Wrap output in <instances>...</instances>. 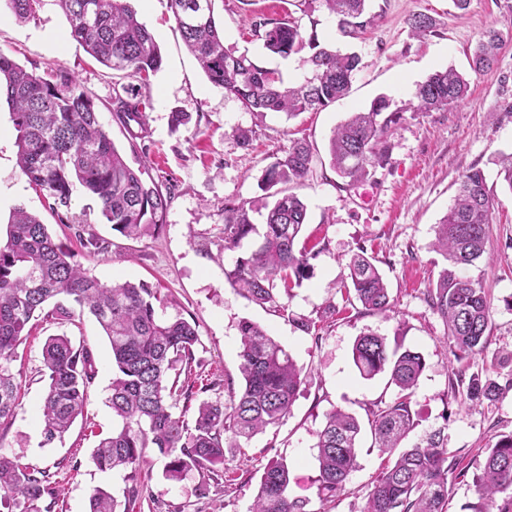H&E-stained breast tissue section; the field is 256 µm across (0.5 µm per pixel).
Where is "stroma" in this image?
<instances>
[{
	"label": "stroma",
	"instance_id": "35a3bbf8",
	"mask_svg": "<svg viewBox=\"0 0 512 512\" xmlns=\"http://www.w3.org/2000/svg\"><path fill=\"white\" fill-rule=\"evenodd\" d=\"M129 4L163 56L161 70L142 90L150 100L145 139L131 140L112 112L115 89L131 84V77L113 73L73 39L57 0H42L35 18L26 22L17 21L0 5V53L40 75L63 68L78 78L127 163L145 168L169 193L161 228L137 239L123 237L101 223L96 205L79 193L72 198L71 223H59L16 166V132L4 103L0 225L8 223L14 208H25L47 224L57 241L78 249L90 275L104 282L143 281L167 297L165 316L179 314L195 322L201 373L219 380L220 399L242 387L238 324L243 319L267 329L307 375L306 389L290 414L228 461L221 485L208 497L198 495V474L179 482L167 480L166 458L156 449H145L141 468L155 499L141 501L140 512H249L262 469L276 455L288 461L291 495L309 499L313 512H318L315 443L326 413L338 407L362 419L374 402L391 401L398 393L387 376L365 380L355 369L352 345L367 332L399 340L423 354L426 369L413 395L415 408L422 412L420 427L447 425L449 448L469 468H477L480 448L495 435L512 432V390L492 404L458 407L448 393L452 365L447 328L431 308L428 294L444 266L433 249L436 227L462 175L482 170L496 199L487 243L492 258L481 266L492 297L495 329L486 354L472 358L470 369L491 368L493 354L512 351V311L505 305L512 298V191L497 177L493 163L494 154L512 152V43L487 72L475 74L469 67L473 47L485 30L512 26V0H471L464 11L456 9L453 0H372L371 9L380 18L355 39L343 37L334 17L321 9L307 16L287 0H216L215 19L225 45L260 57L286 79L310 76L305 55L266 54L252 31L256 17L296 18L303 30H316L321 44L355 51L361 58L345 98L293 118L271 113L263 119L208 81L184 45L170 0ZM418 13L437 21L434 31L421 39L413 37L408 26L409 18ZM448 67L468 75V101L427 114L414 112L416 84ZM380 95L404 111L390 137V163L351 189L330 164L329 138L351 112L367 109ZM176 112L187 115L185 124H172ZM243 130L252 137L246 147L238 139ZM295 139L306 140L312 149L311 169L300 189L308 206L301 240L316 247L318 256L312 277L284 297L286 310L278 313L254 304L226 279L238 253L224 248V205L261 196L265 169ZM81 236L94 238L98 249L79 248ZM361 246L374 257L388 284L394 299L390 316L345 304L346 264ZM298 317L316 320L317 332L296 329L293 321ZM62 332L91 347L97 374L84 417L63 439L47 444L40 421L46 391L42 347L48 336ZM18 353L12 369L21 383L19 404L12 425L0 430V454L56 469L60 501L54 512H88L89 495L97 487L123 498L128 487L123 473L98 470L90 461L95 433L110 432L114 423L108 404L112 358L99 325L87 315L77 326L40 321ZM358 461L346 494L331 512H362L368 484L381 462L370 436L361 440Z\"/></svg>",
	"mask_w": 512,
	"mask_h": 512
}]
</instances>
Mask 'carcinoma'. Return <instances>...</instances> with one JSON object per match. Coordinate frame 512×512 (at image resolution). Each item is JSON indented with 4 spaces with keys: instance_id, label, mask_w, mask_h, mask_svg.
Listing matches in <instances>:
<instances>
[{
    "instance_id": "obj_1",
    "label": "carcinoma",
    "mask_w": 512,
    "mask_h": 512,
    "mask_svg": "<svg viewBox=\"0 0 512 512\" xmlns=\"http://www.w3.org/2000/svg\"><path fill=\"white\" fill-rule=\"evenodd\" d=\"M19 21L36 14L41 0H3ZM215 0H171L178 28L190 53L208 80L260 117L283 113L293 117L318 110L345 96L359 69L355 52L320 46L317 35L304 34L295 20L261 18L255 35L270 54L288 57L304 49L312 76L298 85L246 54L224 45L214 18ZM319 4L335 16L337 27L354 38L373 24L377 14L369 0H301L302 12ZM67 15L72 36L86 51L113 71H126L146 87L162 68L158 44L124 0H58ZM413 35L433 32L436 22L425 14L412 17ZM507 45L503 31L482 33L473 51L471 70L492 68ZM468 79L453 68L437 71L416 85L415 112L443 110L467 98ZM5 96L17 131V166L30 186L56 213L59 223L71 221L72 197L81 192L98 205L102 223L121 235L138 238L156 232L169 197L143 172L125 161L99 120L95 101L70 73L60 69L43 77L0 54V96ZM115 116L126 128L147 127L149 100L139 93L115 96ZM402 110L381 96L363 112H354L329 139L331 164L349 186L365 182L389 160L392 126ZM312 153L304 141H293L266 170L264 197L224 205V248H237L256 231L253 214L264 216L262 241L251 253L236 259L225 271L232 286L250 301L286 311L280 293L290 294L313 275L311 260L318 252L297 247L307 223L308 208L294 192L310 171ZM498 174L512 192V154L494 160ZM494 199L482 170L466 173L448 213L437 225L434 249L446 266L430 290L432 307L447 327L448 348L460 364L448 377V388L460 406L493 403L512 388L483 372L467 373L468 361L488 347L493 330V303L483 279L470 274L486 260ZM347 279L356 301L374 314L393 311L383 274L364 249L350 258ZM166 302L144 282H103L91 275L68 247L57 242L37 215L13 209L0 243V428H8L17 407L18 383L12 370L18 347L32 332L40 314L63 323L76 313L93 316L108 339L113 377L108 399L116 425L101 436L91 454L101 471L124 470L128 503L152 495L140 479L145 448L167 457L165 477L181 481L197 472L199 495L209 480L224 472L226 450L241 447L291 412L307 376L288 351L258 324L239 323L241 390L226 400L201 401L186 419L197 393L212 391V381L195 388L198 332L184 318L158 313ZM46 394L42 409L44 443L62 437L83 415L95 379V362L84 344L73 345L65 335L48 337L43 346ZM352 360L359 375L371 380L388 376L398 388L389 403L368 410L374 447L387 461L371 481L362 512H447L454 483L465 477L457 455L448 448V420L425 431L404 447L420 422L412 397L426 362L418 351L390 346L373 332L358 336ZM183 403L175 414L173 408ZM362 427L352 414L338 408L325 415L317 433V497L321 504L342 495L358 464ZM290 471L283 458L263 467L250 512H311L310 500L289 494ZM478 501L472 512H512V433L500 434L485 449L483 463L473 475ZM59 497L57 482L47 468L20 463L0 455V507L7 512H51ZM120 503L97 488L89 512H119Z\"/></svg>"
}]
</instances>
